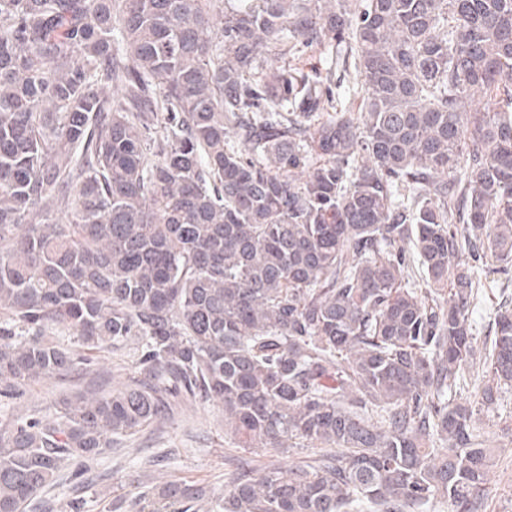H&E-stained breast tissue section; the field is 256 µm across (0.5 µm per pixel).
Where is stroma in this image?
I'll return each instance as SVG.
<instances>
[{
  "label": "stroma",
  "mask_w": 512,
  "mask_h": 512,
  "mask_svg": "<svg viewBox=\"0 0 512 512\" xmlns=\"http://www.w3.org/2000/svg\"><path fill=\"white\" fill-rule=\"evenodd\" d=\"M135 347L130 341L112 352L95 354V362L108 372L107 379L90 375L42 380L29 386L20 400L0 401V414L34 407L53 419L60 400L72 391L119 387L134 371ZM478 425L486 446L494 450L487 470L483 512H512V389L479 413ZM319 452L316 446L241 448L228 434L223 403L181 406L165 424L149 426L130 437L113 438L111 448L94 461L85 488H77L70 470L65 469L44 488L39 499L49 503L52 512H71L70 506L77 499L83 502L82 512H104L109 498L134 496L142 483L184 479L219 492L240 467L261 471L274 465L286 471Z\"/></svg>",
  "instance_id": "35a3bbf8"
}]
</instances>
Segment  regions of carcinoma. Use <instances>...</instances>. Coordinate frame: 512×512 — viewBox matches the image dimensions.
<instances>
[{
  "instance_id": "cac0c4a2",
  "label": "carcinoma",
  "mask_w": 512,
  "mask_h": 512,
  "mask_svg": "<svg viewBox=\"0 0 512 512\" xmlns=\"http://www.w3.org/2000/svg\"><path fill=\"white\" fill-rule=\"evenodd\" d=\"M511 264L512 0H0V399L138 340L123 388L0 421V512L212 399L241 448L336 449L214 512H481L512 307L480 349L472 312Z\"/></svg>"
}]
</instances>
